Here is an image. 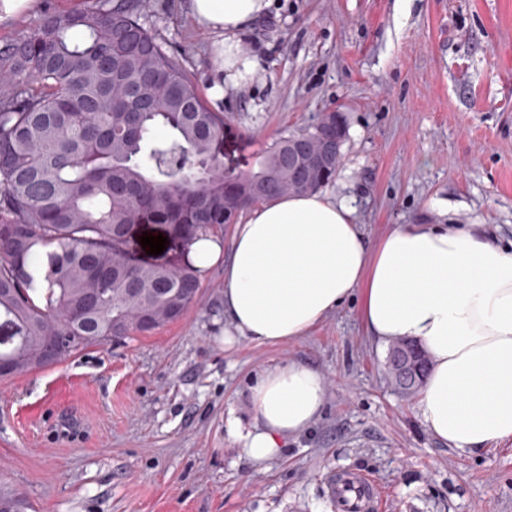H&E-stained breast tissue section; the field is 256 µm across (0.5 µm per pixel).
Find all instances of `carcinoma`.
<instances>
[{
    "instance_id": "obj_1",
    "label": "carcinoma",
    "mask_w": 512,
    "mask_h": 512,
    "mask_svg": "<svg viewBox=\"0 0 512 512\" xmlns=\"http://www.w3.org/2000/svg\"><path fill=\"white\" fill-rule=\"evenodd\" d=\"M143 0H88L46 14L0 43V361L9 377L40 368L49 337L58 362L93 345L150 335L178 321L201 270L130 263L124 224H176L186 246L215 237L251 207L295 193L288 155L348 134L341 112L281 138L248 172L224 168V113L203 100L183 58L141 22ZM168 131L158 139L155 131ZM336 178L320 169L310 191ZM89 306L82 321L70 313ZM424 387L431 357L394 343Z\"/></svg>"
}]
</instances>
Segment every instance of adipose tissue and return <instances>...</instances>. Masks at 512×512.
<instances>
[{
    "label": "adipose tissue",
    "mask_w": 512,
    "mask_h": 512,
    "mask_svg": "<svg viewBox=\"0 0 512 512\" xmlns=\"http://www.w3.org/2000/svg\"><path fill=\"white\" fill-rule=\"evenodd\" d=\"M196 24L215 35L223 83H245L256 62L238 58V35L267 14L270 0H186ZM219 242L193 243L197 268L224 262V323L233 339L272 345L306 336L352 298L381 344L420 343L433 368L419 400L439 441L462 453L512 441V250L483 224H399L370 242L348 197H278L234 227L229 258ZM324 375L306 364L276 365L248 388L249 423L228 416L244 455L277 457L324 406Z\"/></svg>",
    "instance_id": "adipose-tissue-1"
}]
</instances>
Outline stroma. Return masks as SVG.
<instances>
[{
	"mask_svg": "<svg viewBox=\"0 0 512 512\" xmlns=\"http://www.w3.org/2000/svg\"><path fill=\"white\" fill-rule=\"evenodd\" d=\"M145 25L201 90L218 78L209 32L184 0H151ZM256 77L213 109L237 169L336 111L349 123L329 193L353 200L375 241L399 224H485L512 242V0H272L240 35ZM150 336L89 347L0 380V488L33 512H334L327 476L359 468L381 512H512V442L461 454L391 387L387 347L347 301L306 336L224 342V266ZM289 360L328 381L321 415L259 467L227 432L245 395Z\"/></svg>",
	"mask_w": 512,
	"mask_h": 512,
	"instance_id": "1",
	"label": "stroma"
}]
</instances>
